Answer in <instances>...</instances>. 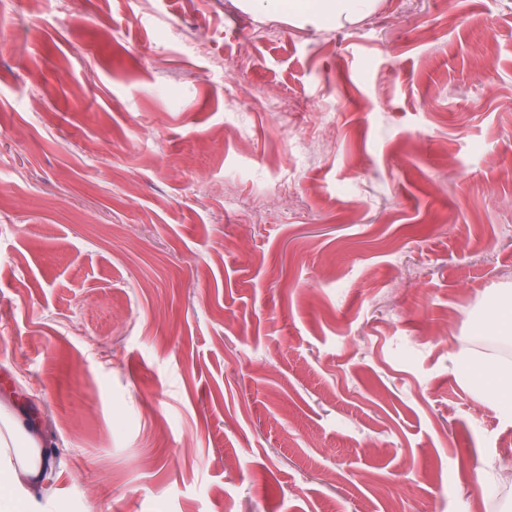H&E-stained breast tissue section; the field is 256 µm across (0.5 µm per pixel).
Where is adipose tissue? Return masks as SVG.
I'll return each instance as SVG.
<instances>
[{"label": "adipose tissue", "mask_w": 512, "mask_h": 512, "mask_svg": "<svg viewBox=\"0 0 512 512\" xmlns=\"http://www.w3.org/2000/svg\"><path fill=\"white\" fill-rule=\"evenodd\" d=\"M374 0H313L304 5L294 0L290 15L325 26H339L368 13ZM460 371L471 380L477 394H491L504 405H512V363H502L466 352L460 353ZM47 465L35 426L10 409L0 407V512H44L35 492Z\"/></svg>", "instance_id": "ef3b65f1"}]
</instances>
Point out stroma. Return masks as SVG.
I'll return each mask as SVG.
<instances>
[{
  "label": "stroma",
  "instance_id": "1",
  "mask_svg": "<svg viewBox=\"0 0 512 512\" xmlns=\"http://www.w3.org/2000/svg\"><path fill=\"white\" fill-rule=\"evenodd\" d=\"M507 295L512 0H0V399L38 500L512 512V413L455 361ZM289 16L298 19H312L325 26H340L343 22H353L368 13L374 0H312L311 9L293 0Z\"/></svg>",
  "mask_w": 512,
  "mask_h": 512
}]
</instances>
